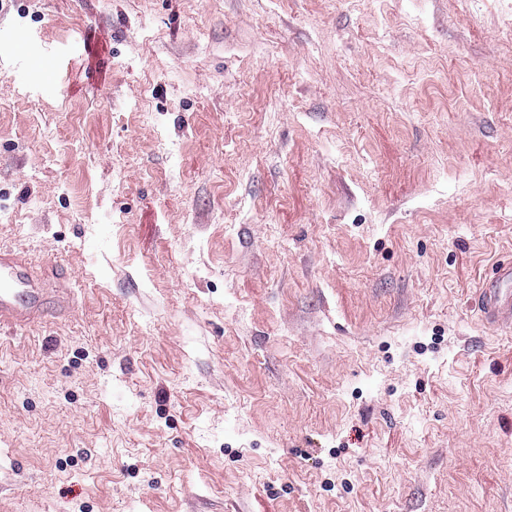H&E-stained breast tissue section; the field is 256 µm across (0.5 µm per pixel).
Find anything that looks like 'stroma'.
I'll use <instances>...</instances> for the list:
<instances>
[{"label":"stroma","instance_id":"35a3bbf8","mask_svg":"<svg viewBox=\"0 0 512 512\" xmlns=\"http://www.w3.org/2000/svg\"><path fill=\"white\" fill-rule=\"evenodd\" d=\"M0 512H512V0H0ZM54 282V288H45L53 287ZM49 290L55 293L57 310L65 311L69 296L57 265L48 264L38 274L22 254L0 249V328L27 325L40 319ZM512 282V268L501 274L498 285L482 288L478 298V311L486 323L502 326L512 324V290H504L500 285Z\"/></svg>","mask_w":512,"mask_h":512}]
</instances>
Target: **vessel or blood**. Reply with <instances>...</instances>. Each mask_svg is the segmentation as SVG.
<instances>
[{"label": "vessel or blood", "instance_id": "b4317fda", "mask_svg": "<svg viewBox=\"0 0 512 512\" xmlns=\"http://www.w3.org/2000/svg\"><path fill=\"white\" fill-rule=\"evenodd\" d=\"M501 283L481 289L478 311L486 323L502 326L512 324V268L500 276ZM54 291L58 310L69 305L64 281L57 265L50 264L42 272H33L26 258L15 251L0 249V328L26 325L40 319L45 310V293Z\"/></svg>", "mask_w": 512, "mask_h": 512}]
</instances>
